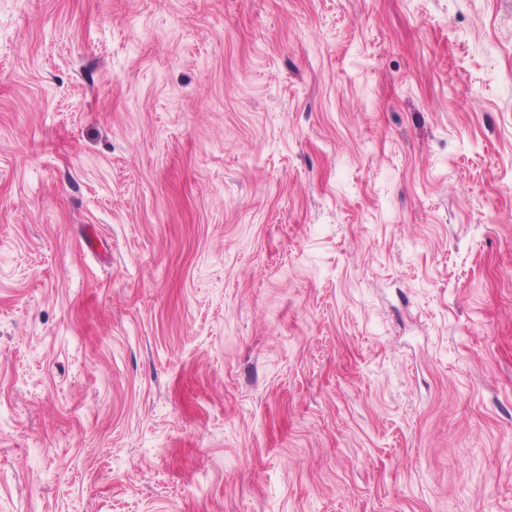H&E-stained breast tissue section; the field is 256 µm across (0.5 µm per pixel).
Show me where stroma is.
<instances>
[{"mask_svg": "<svg viewBox=\"0 0 512 512\" xmlns=\"http://www.w3.org/2000/svg\"><path fill=\"white\" fill-rule=\"evenodd\" d=\"M0 512H512V0H0Z\"/></svg>", "mask_w": 512, "mask_h": 512, "instance_id": "1", "label": "stroma"}]
</instances>
